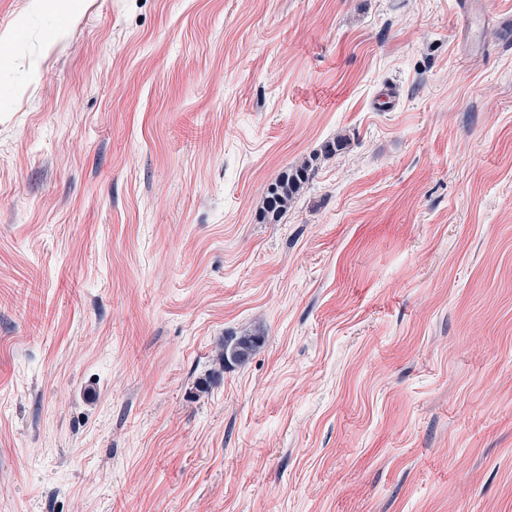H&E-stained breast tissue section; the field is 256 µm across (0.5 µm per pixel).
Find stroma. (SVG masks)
<instances>
[{"instance_id": "1", "label": "stroma", "mask_w": 512, "mask_h": 512, "mask_svg": "<svg viewBox=\"0 0 512 512\" xmlns=\"http://www.w3.org/2000/svg\"><path fill=\"white\" fill-rule=\"evenodd\" d=\"M455 3L0 0V512H512V0ZM308 163H302L278 176L267 188V218L277 221L296 199L310 178ZM263 332L248 331L241 336L231 340H224L222 359L225 363L245 362L253 353H255L265 342Z\"/></svg>"}]
</instances>
